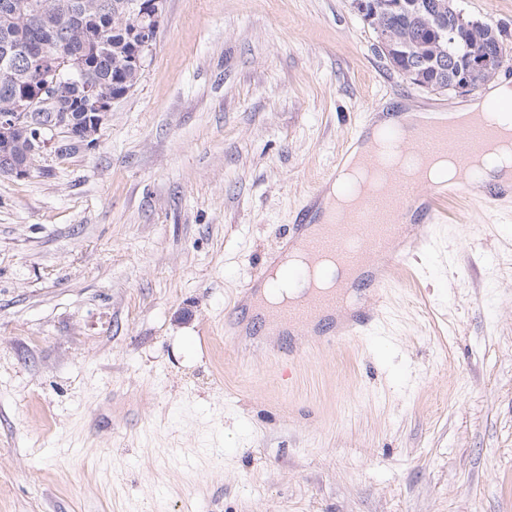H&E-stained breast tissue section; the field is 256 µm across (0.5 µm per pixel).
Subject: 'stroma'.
<instances>
[{
    "label": "stroma",
    "instance_id": "35a3bbf8",
    "mask_svg": "<svg viewBox=\"0 0 512 512\" xmlns=\"http://www.w3.org/2000/svg\"><path fill=\"white\" fill-rule=\"evenodd\" d=\"M352 0H166L95 146L0 173V512H512V198L458 199L366 337L229 304L371 104L465 106Z\"/></svg>",
    "mask_w": 512,
    "mask_h": 512
}]
</instances>
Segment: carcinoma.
<instances>
[{"label":"carcinoma","mask_w":512,"mask_h":512,"mask_svg":"<svg viewBox=\"0 0 512 512\" xmlns=\"http://www.w3.org/2000/svg\"><path fill=\"white\" fill-rule=\"evenodd\" d=\"M133 0H0V117L18 113L19 129L0 140V172L36 158L35 134H58L55 156L69 158L96 131L84 86L126 97L142 71L129 60L153 37L130 24ZM369 0L362 21L392 42L390 66L410 84L445 89L472 57L500 65L512 48L504 30L469 19L462 0Z\"/></svg>","instance_id":"obj_1"}]
</instances>
